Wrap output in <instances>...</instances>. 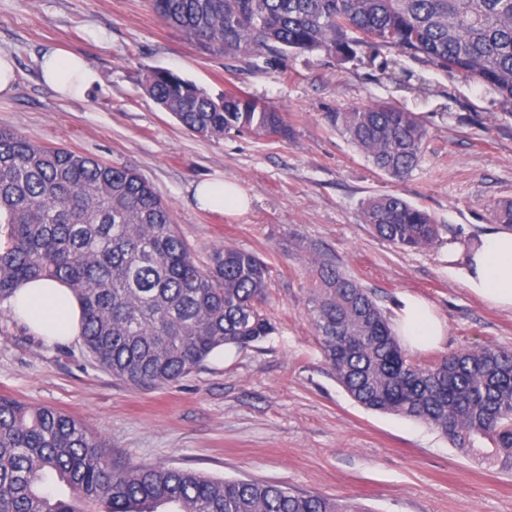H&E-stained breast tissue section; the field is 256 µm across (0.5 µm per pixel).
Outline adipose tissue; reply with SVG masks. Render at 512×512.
<instances>
[{
    "instance_id": "1",
    "label": "adipose tissue",
    "mask_w": 512,
    "mask_h": 512,
    "mask_svg": "<svg viewBox=\"0 0 512 512\" xmlns=\"http://www.w3.org/2000/svg\"><path fill=\"white\" fill-rule=\"evenodd\" d=\"M43 82L58 94L84 98L98 76L81 57L59 49H47L39 60ZM195 197L201 207L224 210L237 216L250 207L249 197L233 182L199 183ZM462 283L489 307L512 311V231L482 235L462 257ZM12 311L38 335L52 342H68L82 334V306L69 286L56 279H36L21 285L10 300ZM392 329L411 350L437 345L445 334V323L426 301L405 296Z\"/></svg>"
}]
</instances>
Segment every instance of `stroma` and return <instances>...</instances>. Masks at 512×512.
I'll return each mask as SVG.
<instances>
[{"mask_svg":"<svg viewBox=\"0 0 512 512\" xmlns=\"http://www.w3.org/2000/svg\"><path fill=\"white\" fill-rule=\"evenodd\" d=\"M83 56L98 81L82 100L60 97L37 70L43 50ZM16 61L0 128L131 168L173 211L194 257L229 246L269 269L261 342L216 350L172 384L137 390L94 363L81 341L50 342L0 303V395L79 418L122 465L163 464L224 480L353 498L368 512H512V468L454 447L433 427L365 409L336 382L307 316L309 248L371 291L387 318L404 294L430 303L444 341L411 353L430 366L453 351L512 349V311L485 306L461 284L449 248L497 231L493 207L512 201V118L492 112L481 87L401 57L396 84L381 59L341 62L289 53L260 67L199 49L164 24L150 0H0V52ZM219 94L238 87L285 114L288 134L186 131L145 92L152 69ZM378 102L415 112L427 137L405 178L380 171L328 119ZM236 181L246 214L204 211V180ZM393 194L441 224L439 240L402 250L360 221L363 201Z\"/></svg>","mask_w":512,"mask_h":512,"instance_id":"obj_1","label":"stroma"}]
</instances>
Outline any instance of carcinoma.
<instances>
[{
    "label": "carcinoma",
    "mask_w": 512,
    "mask_h": 512,
    "mask_svg": "<svg viewBox=\"0 0 512 512\" xmlns=\"http://www.w3.org/2000/svg\"><path fill=\"white\" fill-rule=\"evenodd\" d=\"M168 26L212 54L255 60L292 51L343 62L393 50L462 77L512 116V0H151ZM146 93L190 133L220 140L248 131L286 135L283 113L242 91L214 96L164 69ZM387 175L417 166L426 131L389 102L330 115ZM362 223L398 248L424 249L440 225L383 194ZM308 315L336 381L360 406L428 424L456 447L479 439L512 462V350L451 352L422 367L408 359L367 289L312 253ZM266 265L250 252L214 250L200 265L170 208L136 171L0 130V302L46 277L83 306L85 351L135 389L176 382L216 349L274 331L264 312ZM73 416L0 396V512H367L360 503L192 469L118 466Z\"/></svg>",
    "instance_id": "1"
}]
</instances>
